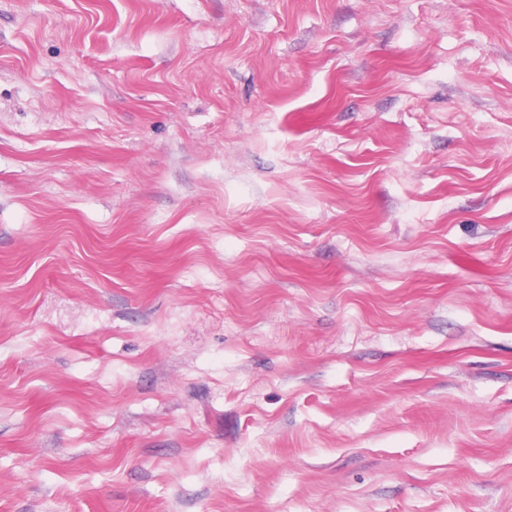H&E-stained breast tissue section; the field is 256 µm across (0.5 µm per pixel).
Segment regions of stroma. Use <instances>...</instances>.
<instances>
[{"label":"stroma","instance_id":"stroma-1","mask_svg":"<svg viewBox=\"0 0 512 512\" xmlns=\"http://www.w3.org/2000/svg\"><path fill=\"white\" fill-rule=\"evenodd\" d=\"M0 512H512V0H0Z\"/></svg>","mask_w":512,"mask_h":512}]
</instances>
